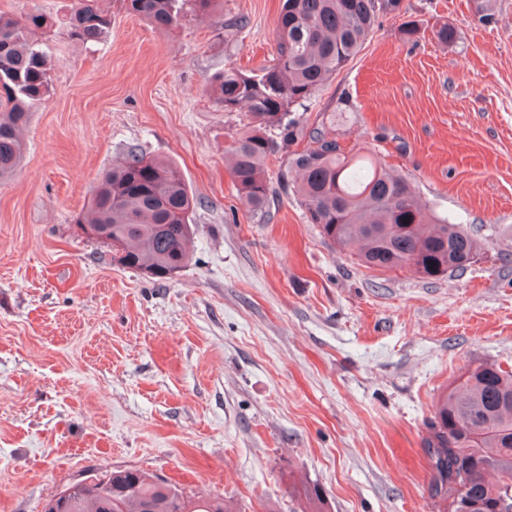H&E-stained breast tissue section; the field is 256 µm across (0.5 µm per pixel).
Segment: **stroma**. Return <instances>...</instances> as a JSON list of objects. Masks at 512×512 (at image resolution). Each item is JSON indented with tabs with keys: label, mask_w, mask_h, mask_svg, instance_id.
I'll use <instances>...</instances> for the list:
<instances>
[{
	"label": "stroma",
	"mask_w": 512,
	"mask_h": 512,
	"mask_svg": "<svg viewBox=\"0 0 512 512\" xmlns=\"http://www.w3.org/2000/svg\"><path fill=\"white\" fill-rule=\"evenodd\" d=\"M99 4L103 37L43 36L53 91L0 184V512H42L88 470L129 467L231 512H302L301 483L327 512H442L424 453L435 407L469 365H512V0L490 25L468 0H404L306 112L313 127L349 105L345 148L375 149L479 231L481 258L435 280L324 240L280 184L286 152L269 160L265 212L233 185L224 152L246 112L226 113L208 81L273 58L280 0H224L168 33ZM438 17L455 46L433 40ZM132 145L172 159L202 202L193 259L164 282L74 229Z\"/></svg>",
	"instance_id": "35a3bbf8"
}]
</instances>
